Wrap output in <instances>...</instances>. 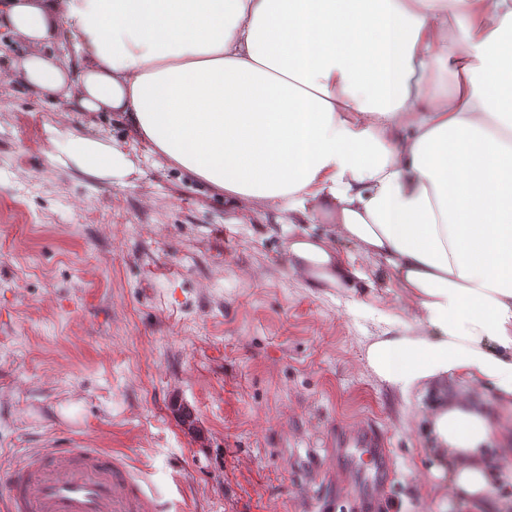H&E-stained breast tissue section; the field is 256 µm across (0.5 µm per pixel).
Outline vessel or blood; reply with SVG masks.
<instances>
[{"instance_id": "vessel-or-blood-1", "label": "vessel or blood", "mask_w": 512, "mask_h": 512, "mask_svg": "<svg viewBox=\"0 0 512 512\" xmlns=\"http://www.w3.org/2000/svg\"><path fill=\"white\" fill-rule=\"evenodd\" d=\"M325 445L332 456L360 449L373 475L358 502L340 512H377L373 489L394 476L388 438L373 422L356 427L330 424ZM146 470L117 450L71 444L65 448H27L13 463L0 466V512H174Z\"/></svg>"}]
</instances>
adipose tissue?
Listing matches in <instances>:
<instances>
[{
  "label": "adipose tissue",
  "mask_w": 512,
  "mask_h": 512,
  "mask_svg": "<svg viewBox=\"0 0 512 512\" xmlns=\"http://www.w3.org/2000/svg\"><path fill=\"white\" fill-rule=\"evenodd\" d=\"M1 27L32 47L30 86L119 113L199 183L292 224L335 216L352 252L293 239L290 271L351 285L362 253L388 273L417 325L370 343L368 365L426 399L434 476L495 512L488 450H512V0H0ZM63 34L76 67L40 51ZM69 141L87 174L133 168Z\"/></svg>",
  "instance_id": "1"
}]
</instances>
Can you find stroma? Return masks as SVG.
I'll list each match as a JSON object with an SVG mask.
<instances>
[{
	"label": "stroma",
	"mask_w": 512,
	"mask_h": 512,
	"mask_svg": "<svg viewBox=\"0 0 512 512\" xmlns=\"http://www.w3.org/2000/svg\"><path fill=\"white\" fill-rule=\"evenodd\" d=\"M29 51L0 32V449H117L190 512H320L368 476L357 451L335 478L318 468L326 425L371 421L393 458L387 512H441L423 401L366 364L413 316L382 270L352 287L292 274L293 238L348 251L334 218L291 224L199 184L117 113L33 91ZM67 131L133 171L82 172Z\"/></svg>",
	"instance_id": "obj_1"
}]
</instances>
